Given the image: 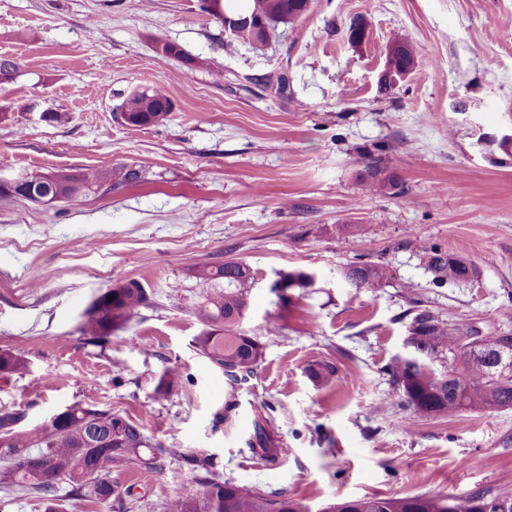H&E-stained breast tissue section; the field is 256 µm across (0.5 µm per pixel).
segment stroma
Instances as JSON below:
<instances>
[{
  "mask_svg": "<svg viewBox=\"0 0 512 512\" xmlns=\"http://www.w3.org/2000/svg\"><path fill=\"white\" fill-rule=\"evenodd\" d=\"M362 42H349L353 17ZM162 34L183 51L165 56ZM416 65L383 86L395 36ZM0 175L34 169L144 167L145 182L54 206L0 196V349L28 372L0 377V411L37 422L93 402L137 422L151 443L214 455L221 479L284 491L312 507L360 496L512 490V408L401 422L407 408L384 368L401 348L412 301L445 320L512 334V159L489 139L512 131V0H311L268 43L235 42L201 0H0ZM286 74L287 93L267 78ZM162 86L164 124L116 119L132 91ZM59 112L63 122L41 120ZM378 161L404 192H369ZM360 224L361 236L337 232ZM467 257L479 277L435 286L426 255ZM385 263L391 284L355 292L338 268ZM246 262L256 277L244 328L264 357L239 390L237 431L214 426L230 389L192 345L189 313L204 289L195 266ZM307 268L317 285L278 309V271ZM135 279L150 303L105 345L82 336L91 301ZM413 284L406 295L404 284ZM283 325L268 336V320ZM336 365L329 384L307 368ZM182 384L155 398L153 379ZM262 411L278 464L245 441ZM111 508L163 512L176 486L147 470Z\"/></svg>",
  "mask_w": 512,
  "mask_h": 512,
  "instance_id": "35a3bbf8",
  "label": "stroma"
}]
</instances>
